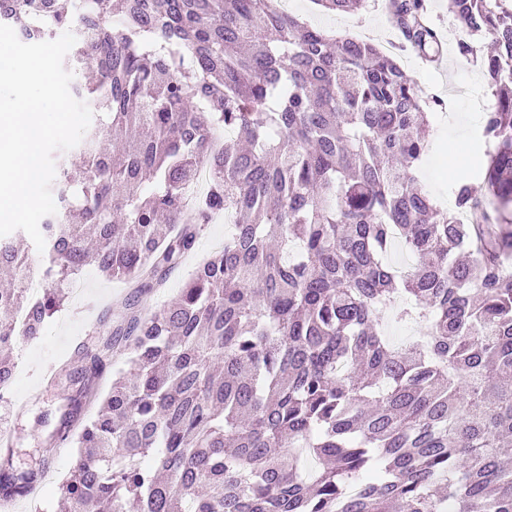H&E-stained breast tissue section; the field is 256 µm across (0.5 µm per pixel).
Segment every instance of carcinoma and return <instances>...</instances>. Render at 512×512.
<instances>
[{
    "mask_svg": "<svg viewBox=\"0 0 512 512\" xmlns=\"http://www.w3.org/2000/svg\"><path fill=\"white\" fill-rule=\"evenodd\" d=\"M312 2L343 15L364 0ZM387 10L437 62L428 0ZM448 11L491 36L480 65L497 98L452 210L420 181L445 102L373 43L277 0H0L24 42L73 32L70 87L98 110L82 166L52 184L66 203L44 224L42 293L0 237V403L17 316L41 335L87 266L132 288L58 409L51 440L77 447L68 512H512V0ZM225 214L216 254L162 310L140 309L196 225ZM385 312L427 339L393 345ZM111 355L127 368L80 425ZM41 480L0 459L1 501Z\"/></svg>",
    "mask_w": 512,
    "mask_h": 512,
    "instance_id": "1",
    "label": "carcinoma"
}]
</instances>
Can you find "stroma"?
Masks as SVG:
<instances>
[{"instance_id":"1","label":"stroma","mask_w":512,"mask_h":512,"mask_svg":"<svg viewBox=\"0 0 512 512\" xmlns=\"http://www.w3.org/2000/svg\"><path fill=\"white\" fill-rule=\"evenodd\" d=\"M430 17L436 27L446 32L440 66L424 64L410 53L401 58L400 64L420 96L437 94L448 102L446 110L430 117L434 151L423 169L422 184L450 209L454 200L448 187L454 178L449 175L448 167L453 164L458 171L468 173L481 158L478 148L481 116L492 107L495 98L481 79L476 60L462 57L458 52L457 44L465 33L452 31L454 18L448 12L447 0H430ZM228 230V224L221 221L201 225L193 253L169 275L163 288L141 298V306L153 311L177 295L195 266L218 250ZM128 291L125 282L104 279L95 269L86 268L77 278L65 306L49 321L44 334L16 340L15 374L10 392L14 401L26 402L27 410L19 415L0 407V425L12 434L11 448L17 465L46 470L36 495L30 500L31 506L40 505L49 512H56L61 483L75 456L70 443L48 444L55 422L41 426L36 419L41 412L62 405L71 394L69 364L76 360L79 349L95 345L105 336L106 328L102 325L96 326L93 332H86L87 317L99 318L111 312L113 303ZM51 367L57 374L55 384L39 386L40 374Z\"/></svg>"}]
</instances>
